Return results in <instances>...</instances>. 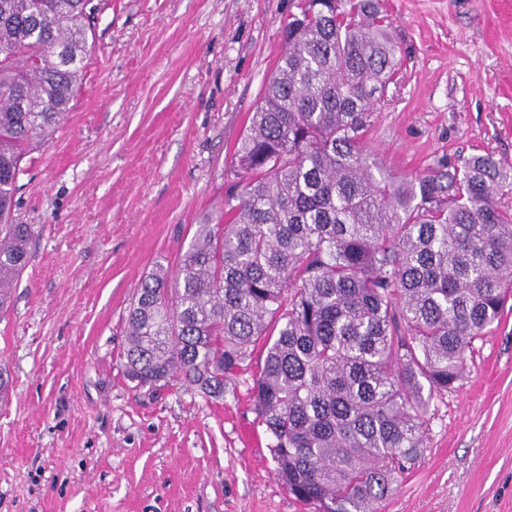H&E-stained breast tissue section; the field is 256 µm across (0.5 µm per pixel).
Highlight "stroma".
I'll use <instances>...</instances> for the list:
<instances>
[{"instance_id":"stroma-1","label":"stroma","mask_w":512,"mask_h":512,"mask_svg":"<svg viewBox=\"0 0 512 512\" xmlns=\"http://www.w3.org/2000/svg\"><path fill=\"white\" fill-rule=\"evenodd\" d=\"M298 0H103L81 88L20 179L30 259L0 314V512H314L273 474L245 385L148 393L120 365L140 281L174 267L238 180L235 152ZM403 77L366 141L415 178L512 163V0H384ZM382 512H512V311L429 409Z\"/></svg>"}]
</instances>
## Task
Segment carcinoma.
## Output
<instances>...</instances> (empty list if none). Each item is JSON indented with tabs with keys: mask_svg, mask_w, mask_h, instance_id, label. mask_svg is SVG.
Here are the masks:
<instances>
[{
	"mask_svg": "<svg viewBox=\"0 0 512 512\" xmlns=\"http://www.w3.org/2000/svg\"><path fill=\"white\" fill-rule=\"evenodd\" d=\"M95 0H0V311L29 259L19 178L80 88ZM379 0H311L285 27L236 151L235 191L126 318L135 387L213 399L252 364L274 476L314 512H379L426 448L433 399L512 295V164L474 154L414 179L366 146L402 70Z\"/></svg>",
	"mask_w": 512,
	"mask_h": 512,
	"instance_id": "cac0c4a2",
	"label": "carcinoma"
}]
</instances>
